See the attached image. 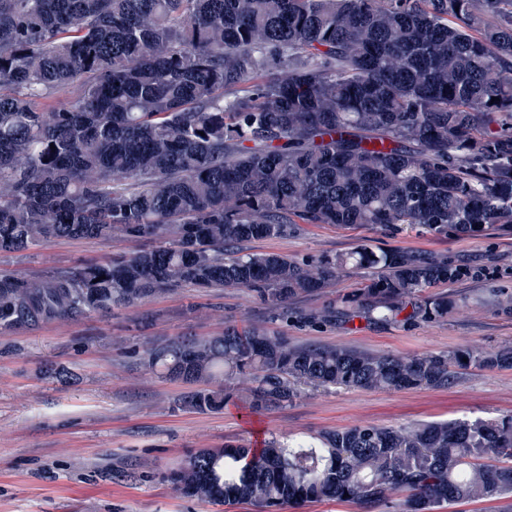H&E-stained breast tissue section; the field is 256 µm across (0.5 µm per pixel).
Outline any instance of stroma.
I'll list each match as a JSON object with an SVG mask.
<instances>
[{"label":"stroma","mask_w":512,"mask_h":512,"mask_svg":"<svg viewBox=\"0 0 512 512\" xmlns=\"http://www.w3.org/2000/svg\"><path fill=\"white\" fill-rule=\"evenodd\" d=\"M374 249L437 252L472 274L448 284L459 302L435 323L374 325L362 320L310 327L277 323L298 345L333 344L396 355L512 346V316L489 299L512 294V230L476 238L413 230L385 235L369 226L322 224L248 242L251 252L295 258ZM129 242L59 239L1 252L0 272L50 275L134 251ZM262 304L238 288L181 287L126 308L55 320L0 336V512H257L247 503L210 506L177 495L162 479L188 452L224 444L261 447L277 436L313 435L357 424L414 425L451 418L512 416V370L469 369L445 389L308 391L282 410L252 412L240 400L199 412L183 406L185 384L148 371L146 342L216 336L228 324H261ZM67 382L44 378L46 362Z\"/></svg>","instance_id":"obj_1"}]
</instances>
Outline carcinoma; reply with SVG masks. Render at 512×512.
Wrapping results in <instances>:
<instances>
[{"label": "carcinoma", "mask_w": 512, "mask_h": 512, "mask_svg": "<svg viewBox=\"0 0 512 512\" xmlns=\"http://www.w3.org/2000/svg\"><path fill=\"white\" fill-rule=\"evenodd\" d=\"M70 84L69 103L36 105ZM304 224L512 226V0H0V251L155 242L49 277L1 274V335L183 285L242 288L286 322L291 300L362 269L359 287L297 319L432 323L457 306L438 288L468 270L431 252L245 251ZM142 362L196 385L183 403L208 412L242 393L268 409L307 388H446L470 368L512 370V348L404 357L230 325ZM163 479L264 512H440L512 493V416L226 444Z\"/></svg>", "instance_id": "obj_1"}]
</instances>
